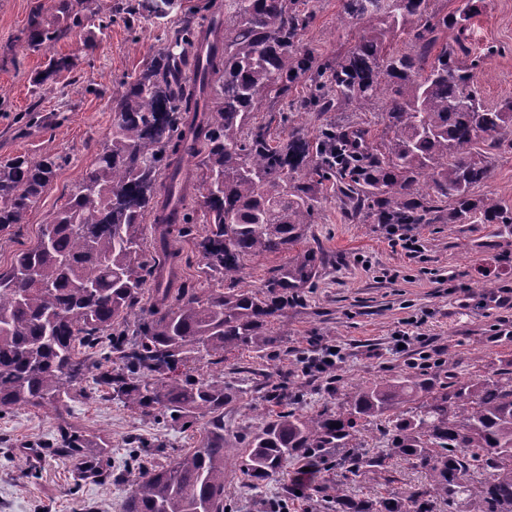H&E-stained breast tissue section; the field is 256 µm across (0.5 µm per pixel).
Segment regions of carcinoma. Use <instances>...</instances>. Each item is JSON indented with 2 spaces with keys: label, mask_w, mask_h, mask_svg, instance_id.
<instances>
[{
  "label": "carcinoma",
  "mask_w": 512,
  "mask_h": 512,
  "mask_svg": "<svg viewBox=\"0 0 512 512\" xmlns=\"http://www.w3.org/2000/svg\"><path fill=\"white\" fill-rule=\"evenodd\" d=\"M430 0H342L341 20L363 35L342 60L314 65L296 47L310 16L298 0H224V13L187 21L131 82L112 97L115 117L67 203L43 224L36 244L0 272V413L66 406L88 379L145 416L206 419L199 447L164 467L142 469L120 512H226L224 377L199 378L191 364L224 362L232 351L262 352L277 342L272 323L319 277L325 255L297 249L312 223L321 186L336 181L353 220L379 224H502L512 211L470 192L490 176L485 150L507 146L512 100L471 107L478 98L462 35L481 0L446 14ZM180 0H135L128 13L165 17ZM398 32L406 52L390 50ZM32 30L36 49L62 39ZM194 59L191 81L183 66ZM309 94L289 99L302 82ZM386 96L385 130L332 124L312 140L285 112L273 142L253 114L269 103L295 111L369 112ZM197 160L193 180L184 158ZM67 163L58 154L26 153L0 161V233L26 223L29 211ZM203 209L199 241L206 278L217 288L178 285L174 234L195 223L187 198ZM156 249L144 245L146 220ZM287 254L259 289L239 286L247 257ZM152 282L150 302L142 288ZM268 398H285L278 371L263 375ZM386 416L389 452L349 459V472L387 473L390 456L426 471L429 487L398 490L374 502L330 486L334 512H448L471 499L473 512H512V371L491 380L438 382L406 373L358 385L344 411H279L247 442L241 472L254 489L315 454L333 468L329 448H348L360 422ZM61 453L96 468L111 444L74 423L59 427Z\"/></svg>",
  "instance_id": "obj_1"
}]
</instances>
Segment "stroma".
Instances as JSON below:
<instances>
[{
    "label": "stroma",
    "instance_id": "35a3bbf8",
    "mask_svg": "<svg viewBox=\"0 0 512 512\" xmlns=\"http://www.w3.org/2000/svg\"><path fill=\"white\" fill-rule=\"evenodd\" d=\"M58 0H0V158L19 153L61 154L68 163L14 236L0 237V272L15 253L32 244L49 217L63 207L75 183L91 164L114 117L112 93L135 78L171 34L196 13L201 0H183L164 18L141 16L127 28L112 0V13L70 27ZM341 0H309L312 13L298 46L316 63L347 55L362 29L342 22ZM60 28L64 37L32 50L33 23ZM465 44L479 65L474 81L485 106L512 99V0H484L465 33ZM68 56L69 69L54 78L40 74L53 56ZM44 121L25 126L26 112ZM295 124L315 136L329 123L347 122L382 135V110L297 112ZM490 179L473 188L472 199L492 197L512 209V150L491 152ZM415 253L395 245L386 225L350 223L335 191L324 190L315 205L307 245H320L329 257L320 277L304 289L302 301L274 321L279 338L263 357L238 351L208 373L223 375L233 399L224 407L228 440L224 500L230 512H324L327 486L335 472L320 473L297 488L293 475L301 461L289 462L259 490L247 487L240 472V443L256 432L275 408L253 389L254 374L275 365L284 375L289 406L299 413L341 411L353 385L388 380L411 368L420 351H429L438 380L492 377L512 370V233L497 224H413ZM492 288H485V281ZM407 351H397L396 336ZM336 345L335 379L305 373L310 344ZM86 432L106 437L112 452L98 471L54 456L48 444L61 418ZM202 421L184 425L143 416L107 399L86 400L73 392L62 412L15 410L0 416V512H119L139 466H165L197 447Z\"/></svg>",
    "mask_w": 512,
    "mask_h": 512
}]
</instances>
